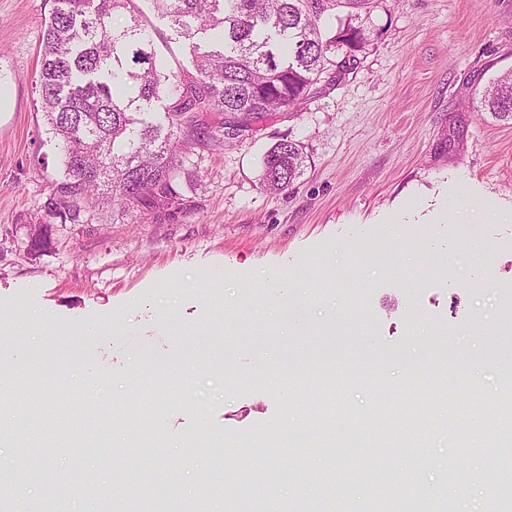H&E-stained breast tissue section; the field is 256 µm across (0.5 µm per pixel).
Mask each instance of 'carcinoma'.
<instances>
[{"label":"carcinoma","mask_w":512,"mask_h":512,"mask_svg":"<svg viewBox=\"0 0 512 512\" xmlns=\"http://www.w3.org/2000/svg\"><path fill=\"white\" fill-rule=\"evenodd\" d=\"M182 37L215 35L220 47H190L193 72L166 71L139 21L136 0H54L40 38L36 81L41 111L59 140L63 173L43 205L50 220L82 224L103 201L127 208L181 210L183 156L196 147L230 146L251 124L281 109H299L322 75L341 83L370 45L353 25L385 0H152ZM116 12L129 14L122 28ZM336 18L335 33L324 20ZM481 108L512 118V70L481 95ZM303 152L283 139L263 158L267 190L288 189L303 174ZM498 429L500 472L512 473V418L485 410ZM369 512H399L380 491Z\"/></svg>","instance_id":"cac0c4a2"}]
</instances>
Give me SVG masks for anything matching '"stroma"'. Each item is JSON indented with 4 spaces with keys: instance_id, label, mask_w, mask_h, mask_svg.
<instances>
[{
    "instance_id": "35a3bbf8",
    "label": "stroma",
    "mask_w": 512,
    "mask_h": 512,
    "mask_svg": "<svg viewBox=\"0 0 512 512\" xmlns=\"http://www.w3.org/2000/svg\"><path fill=\"white\" fill-rule=\"evenodd\" d=\"M141 21L168 70L189 65V46L140 0ZM53 0H0V365L20 356L68 362L63 335L95 325L67 377L51 382L54 417L30 430L51 442L41 478L23 490L48 502L72 455L103 490L135 498L178 480V503L204 512H253L264 497L239 485L249 458L276 470L269 430L288 449L323 433L303 401L339 367L383 366V377L344 392L334 448H313L316 481L277 487L301 512L307 498L357 512L383 474L387 446L371 420L411 368L447 354L412 397L428 440L415 449L427 508L484 512L499 487L488 478L497 434L470 426L462 405L455 448L441 403L467 373L487 404L512 376V120L479 111V94L512 69V0H387L365 26L372 44L342 84L320 82L298 111L256 122L230 147L198 148L179 189L189 206L165 218L119 206L85 223L49 226L30 250L59 151L39 107V39ZM301 145L302 176L266 192L262 159L279 140ZM465 370H458L459 351ZM221 353L233 378L200 367ZM267 357L289 391L251 367ZM157 385L148 388V377ZM160 403L144 443L131 408L144 392ZM116 424L107 453L73 451L72 418Z\"/></svg>"
}]
</instances>
